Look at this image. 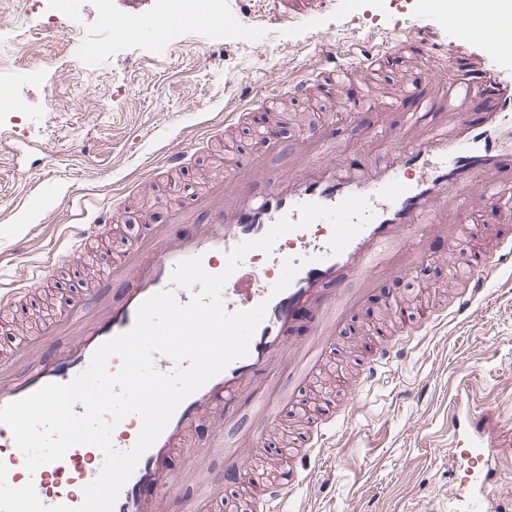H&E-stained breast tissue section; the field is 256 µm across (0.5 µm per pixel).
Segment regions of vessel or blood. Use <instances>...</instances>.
<instances>
[{
	"mask_svg": "<svg viewBox=\"0 0 512 512\" xmlns=\"http://www.w3.org/2000/svg\"><path fill=\"white\" fill-rule=\"evenodd\" d=\"M101 22L119 35L148 33L157 39L172 25L156 9L121 14L107 9ZM393 44L412 53H432L444 64L429 72L424 84L401 87L385 103L368 102L359 89L368 73L385 64ZM321 55L319 69L268 87L258 99V110L272 111L284 96L349 99L355 117L346 125V141L353 144V151L338 154L332 122L309 126L293 145L272 138V123H262L263 155L210 181L174 212L171 224H143L139 247L107 264L95 288L72 291L64 313L23 338L21 353L0 355V406L46 383L69 382L86 369L101 343L132 327L141 302L169 288L177 262L198 256L207 272L217 274L226 265V252L260 238L281 217L298 220L301 204L332 206L353 195L369 199L373 219L340 255L330 253L332 227L323 219L278 239L270 253L274 266L288 258L302 262L280 293L272 291L276 276L256 264L255 253L247 254L228 279L223 297L230 312L267 305L248 355L230 363L180 404L140 458L114 512H159L162 500L173 492V458L209 418L234 423L243 408H250L259 423L252 426L249 438L252 445H259L263 423L287 408L322 366L330 340L349 314L373 295L379 277L402 275L424 255L467 241L463 264L470 274L450 310L421 306L411 312L397 307L403 333L415 336L450 319L467 321L485 301L492 275L512 267V234L491 232L492 224L512 221L502 210L512 202V81L494 75L482 55L464 49L446 54L424 29L379 43L357 40L343 56L325 47ZM377 111L397 113L399 119L390 124L370 122V114ZM270 155L290 159L287 173L269 166ZM113 221V209L102 207L71 225L73 253L81 254ZM375 333L362 380L366 386L392 362L398 348L388 338L386 324H379ZM283 364L292 376L291 387L257 395V382L271 379ZM448 421L457 437L448 468L457 487L448 499V512H501L493 493L497 467L488 452L489 428L467 421L459 404L449 410ZM336 423L332 414L313 419V441L301 455L302 465L321 456L335 437ZM140 428L138 417L124 419L113 433L116 448H131ZM212 446L221 462L207 469L201 495L183 500L180 512H210V505L223 498L229 478L245 472L239 449L226 447L223 434H216ZM0 460L8 467L12 486L30 481L45 505L77 506L103 457L96 448L76 446L63 460L31 474L10 429L0 425ZM291 494L290 488L271 483L263 488L258 505L263 512H281Z\"/></svg>",
	"mask_w": 512,
	"mask_h": 512,
	"instance_id": "obj_1",
	"label": "vessel or blood"
}]
</instances>
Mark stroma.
Wrapping results in <instances>:
<instances>
[{
    "instance_id": "35a3bbf8",
    "label": "stroma",
    "mask_w": 512,
    "mask_h": 512,
    "mask_svg": "<svg viewBox=\"0 0 512 512\" xmlns=\"http://www.w3.org/2000/svg\"><path fill=\"white\" fill-rule=\"evenodd\" d=\"M224 11L241 25L216 33L199 18L179 25L163 39L147 36L114 42L96 68L92 42L67 43L69 20L56 16L54 0H20L0 11V58L29 59L36 77L20 78L13 67L0 68V94L13 103L0 112V285L26 279L42 266L51 278L49 292L35 295L22 317L0 330V343L22 336L40 320L64 311L71 290L86 285L90 266L112 260L108 246L88 247L69 256L63 240L68 225L91 207L116 208L115 228L127 247L138 245L143 223L166 224L172 207L191 200L215 177L212 154L224 161L254 157L257 114L240 122L232 138L206 145L204 125L218 127L224 115L241 109L234 92L261 88L315 67L319 42L335 47L372 35L402 34L429 26L445 47H464L485 55L488 66L512 79V58L491 52L486 35L449 28L446 7L424 0H222ZM434 58L395 56L377 78L378 99L425 78ZM56 105H49L48 95ZM192 148L196 158L175 176L143 180L170 148ZM55 182L50 199L30 192L25 172ZM25 251H18V241ZM461 249L425 258L409 274L382 281L370 301L353 311L332 341L331 359L306 396L315 402L356 375L366 347L365 333L395 299L422 295L433 305L448 304V282L461 279ZM488 298L466 323L447 322L423 342L403 345L374 384L355 396L334 454L320 458L323 485H302L292 496L298 512H448L455 487L448 480V453L455 441L448 404L466 384L469 410L481 415L494 408L492 424L508 454L498 460L495 493L512 503V273L487 284ZM422 397H415L418 387ZM220 424L207 420L193 435L194 458L177 455L172 470L175 495L160 512H177L178 499L196 493L199 472L210 463V436ZM266 444L245 448V480L224 488L214 512H233L249 499L259 473L287 477L282 450L295 446L286 419L264 428Z\"/></svg>"
}]
</instances>
